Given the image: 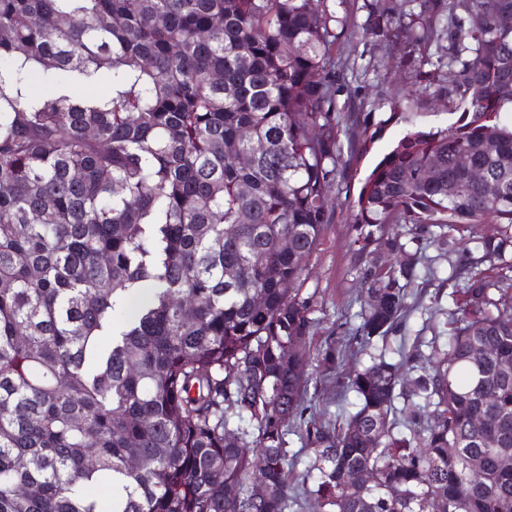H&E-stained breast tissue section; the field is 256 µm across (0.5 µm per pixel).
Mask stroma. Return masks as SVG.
I'll return each mask as SVG.
<instances>
[{
  "label": "stroma",
  "instance_id": "1",
  "mask_svg": "<svg viewBox=\"0 0 512 512\" xmlns=\"http://www.w3.org/2000/svg\"><path fill=\"white\" fill-rule=\"evenodd\" d=\"M347 52L340 63L349 77L336 94L338 106L347 109L352 123L340 134L343 154L337 184L332 189L333 215L309 258L300 282L302 296L314 299L312 317L314 332L304 352L311 365H319L327 343H346L361 321L360 312L366 288L364 263L350 245L353 223L352 202L364 172L402 132L403 123L386 127L381 139L368 154L358 151L363 139L366 113L392 112L400 108L411 121L425 128H444L456 119L457 97H435L436 87L452 86L453 72H437L436 86L415 85L412 78L418 62L405 39H345ZM416 262L418 276L408 292L420 298L422 307L411 313L403 328L391 334L386 342L375 343L372 353L395 351L401 345H412L416 337L444 339L448 334L451 293L454 282L467 276L465 270H451L448 255L438 245L427 242L408 244ZM371 353V354H372ZM369 356V355H368ZM364 354L345 353L335 371H326L309 386L313 392L312 412L319 419L335 420L341 409L354 402L353 392L342 383L350 371L366 363Z\"/></svg>",
  "mask_w": 512,
  "mask_h": 512
}]
</instances>
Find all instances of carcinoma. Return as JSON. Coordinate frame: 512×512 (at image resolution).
<instances>
[{"instance_id": "obj_1", "label": "carcinoma", "mask_w": 512, "mask_h": 512, "mask_svg": "<svg viewBox=\"0 0 512 512\" xmlns=\"http://www.w3.org/2000/svg\"><path fill=\"white\" fill-rule=\"evenodd\" d=\"M361 8L362 32L405 37L429 83L448 38L457 79L437 94L461 112L368 169L356 254L422 238L506 261L512 0ZM347 27L336 0H0V512H512L500 275L453 292L444 345L353 371L352 412L309 413L313 373L288 345L314 326L297 285L331 222ZM101 75L108 94L75 92ZM477 224L496 230L457 249L447 231ZM415 270L368 262L358 351L421 307Z\"/></svg>"}]
</instances>
